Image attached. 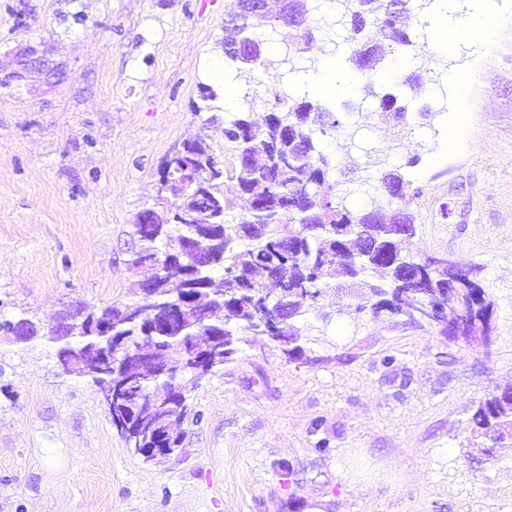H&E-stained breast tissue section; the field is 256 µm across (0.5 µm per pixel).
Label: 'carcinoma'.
Listing matches in <instances>:
<instances>
[{
	"label": "carcinoma",
	"instance_id": "cac0c4a2",
	"mask_svg": "<svg viewBox=\"0 0 512 512\" xmlns=\"http://www.w3.org/2000/svg\"><path fill=\"white\" fill-rule=\"evenodd\" d=\"M340 25L352 34L351 60L374 98L372 115L390 124L395 136L408 127V112L390 93L374 90L372 72L387 56H404L412 41L403 22L412 0H340ZM299 15L292 25L302 51L311 49L314 31L324 19L314 12L312 0L291 3ZM254 23L231 29L224 44L240 42V53L224 51V58L240 72L266 68L264 40L253 33ZM269 92L275 99L262 126L245 112L224 122V149L219 156L206 139H194L184 159L159 169V183H180L181 193L164 200L159 219L134 224L139 248L133 267L165 265L136 284L149 292V311L137 308L139 300L112 305L99 312L80 307L54 327L44 328L23 310L0 321V331L14 342L27 344L41 338L71 352L81 371L75 377L91 388L110 384L125 387L112 402V420L130 419L125 433L139 437L143 448H170L183 440L174 431L167 405L169 376L144 377L134 351L127 352L121 376L103 371L102 357L120 342L145 336L156 354L171 364L174 373L192 364V352L182 349L206 332L217 334L216 346L228 363L248 336H267L296 345L297 319L321 307L329 289L361 291L369 310L408 319L427 315L426 323L443 334L455 328L454 337L489 339L492 303L472 273L440 257L417 258L398 247L413 236L412 219L399 209L388 212L362 203H350L339 194L335 165L317 145L343 127L333 113L309 100L294 99L280 84ZM192 167L210 186V204L198 203L194 187L185 182ZM234 184L244 213L236 224L226 223L234 202L224 186ZM413 186L400 168L381 169L369 183L387 200L402 199ZM373 230L389 253L373 257L366 250L359 228ZM186 244L205 258V266L183 261L179 252L164 250L168 242ZM379 273L374 281L368 272ZM285 315L277 313L280 304ZM480 443L472 449L495 456L512 451V386L497 389L480 401L473 416Z\"/></svg>",
	"mask_w": 512,
	"mask_h": 512
}]
</instances>
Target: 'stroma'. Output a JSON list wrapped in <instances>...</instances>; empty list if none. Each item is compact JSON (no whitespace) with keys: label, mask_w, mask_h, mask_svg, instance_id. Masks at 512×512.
I'll return each mask as SVG.
<instances>
[{"label":"stroma","mask_w":512,"mask_h":512,"mask_svg":"<svg viewBox=\"0 0 512 512\" xmlns=\"http://www.w3.org/2000/svg\"><path fill=\"white\" fill-rule=\"evenodd\" d=\"M492 43L437 48L429 0L411 9L406 56L386 58L375 89L408 108L403 138L369 118L372 99L349 33L317 32L298 51L264 23L268 71L238 77L234 110L272 109L271 84L303 96L336 58L345 90L323 98L344 129L325 140L343 188L359 170L418 155L419 196L398 205L416 233L402 247L470 270L493 304L490 344L452 339L400 317L354 314L330 293L299 323V356L264 336L232 362L184 379L194 413L178 456L144 463L97 393L64 373L51 343L0 335V512H512V455H464L472 414L512 385V0H487ZM235 0H0V66L44 41L63 72L52 83L0 85V318L28 311L53 326L71 306L132 301L146 270L129 266L135 218L152 207L162 161L221 126L194 108L221 55ZM299 69L285 73L282 56ZM481 78L456 97L457 72ZM453 131L444 147L440 130ZM326 451H319V444Z\"/></svg>","instance_id":"1"}]
</instances>
